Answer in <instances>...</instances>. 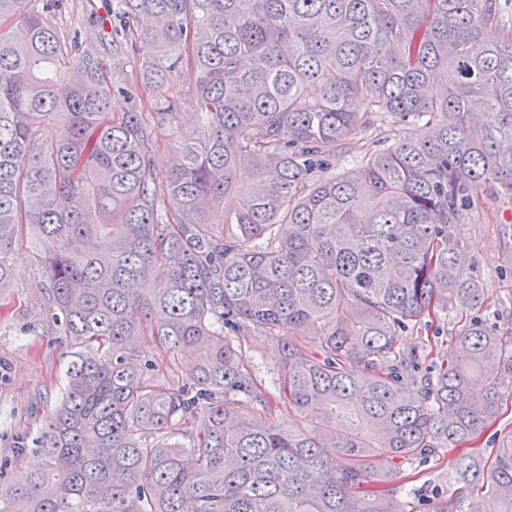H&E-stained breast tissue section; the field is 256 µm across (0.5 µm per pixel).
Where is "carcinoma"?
<instances>
[{
    "label": "carcinoma",
    "mask_w": 512,
    "mask_h": 512,
    "mask_svg": "<svg viewBox=\"0 0 512 512\" xmlns=\"http://www.w3.org/2000/svg\"><path fill=\"white\" fill-rule=\"evenodd\" d=\"M112 19V56L121 34L151 53L152 112L47 13L0 0V291L26 225L50 328L77 348L15 446L41 467L20 486L0 466V512H404L413 464L512 395V332L475 315L486 291L454 235L483 192L512 197V0H112ZM187 73L197 127L159 177L164 92ZM420 120L425 138L334 174L361 132ZM450 312L460 357L415 388L400 337ZM255 331L281 337L277 398L228 339ZM145 334L180 375L153 379ZM281 403L310 430L276 426ZM483 473L487 512H512V436L453 483ZM430 512L465 510L452 492Z\"/></svg>",
    "instance_id": "cac0c4a2"
}]
</instances>
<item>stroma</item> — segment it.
I'll list each match as a JSON object with an SVG mask.
<instances>
[{
	"label": "stroma",
	"mask_w": 512,
	"mask_h": 512,
	"mask_svg": "<svg viewBox=\"0 0 512 512\" xmlns=\"http://www.w3.org/2000/svg\"><path fill=\"white\" fill-rule=\"evenodd\" d=\"M50 19L62 43L74 41L93 48L104 72L112 70V43L103 37V23L112 20V0H59ZM422 123L409 122L398 129L375 127L361 134L347 153L337 155L336 171L356 168L365 153L392 146L396 140L424 135ZM456 236L473 261V273L487 288L489 301L480 315L493 328L512 330V198L483 193L477 208L464 213ZM40 249L29 229H22L15 242L16 283L0 292V459L9 456L17 438L36 434L47 411L60 400L65 371L74 348L62 333H47L49 317L44 305L47 286ZM447 318L431 327L404 332L400 349L416 355L413 376L428 374L441 360L454 357L457 344ZM235 343L252 362L256 379L270 382L280 356L278 337L251 333ZM470 445L461 442L439 449L418 469L417 485L400 494L407 512H429L435 492L448 488V480Z\"/></svg>",
	"instance_id": "obj_1"
}]
</instances>
